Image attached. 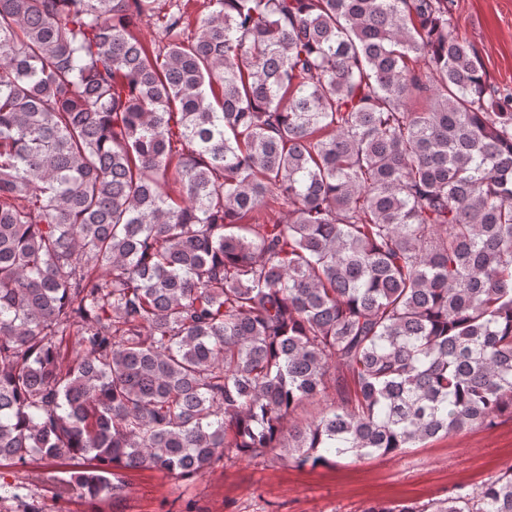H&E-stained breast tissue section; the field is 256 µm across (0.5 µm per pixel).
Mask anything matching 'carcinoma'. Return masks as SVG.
<instances>
[{
	"instance_id": "1",
	"label": "carcinoma",
	"mask_w": 512,
	"mask_h": 512,
	"mask_svg": "<svg viewBox=\"0 0 512 512\" xmlns=\"http://www.w3.org/2000/svg\"><path fill=\"white\" fill-rule=\"evenodd\" d=\"M159 2L0 0V464L95 500L512 418V93L448 0ZM362 512H512V464Z\"/></svg>"
}]
</instances>
